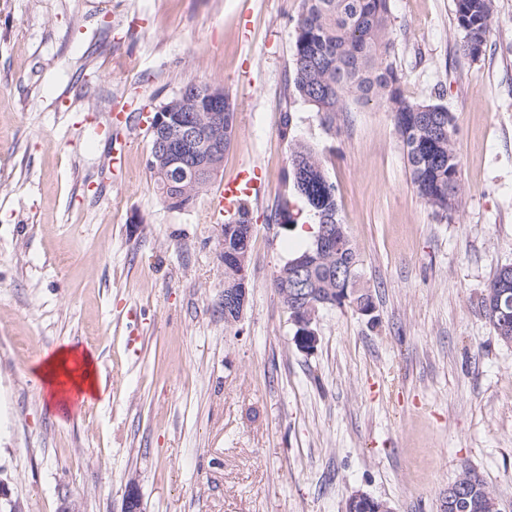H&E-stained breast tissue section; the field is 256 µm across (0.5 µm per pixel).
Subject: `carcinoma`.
<instances>
[{"label": "carcinoma", "instance_id": "obj_1", "mask_svg": "<svg viewBox=\"0 0 512 512\" xmlns=\"http://www.w3.org/2000/svg\"><path fill=\"white\" fill-rule=\"evenodd\" d=\"M455 19L463 32L460 50L476 59L482 54L494 22V0H454ZM391 0H303L294 27L292 65L287 79L291 94L311 107L329 132H338L347 113L356 106L375 104L392 115L403 146L410 182L417 196L439 222L452 218L461 194L460 157L456 149V121L448 107L434 100H414L404 95L403 73L391 60L393 41L389 22ZM210 83H190L194 111L184 109L174 97L156 107L162 113L169 135L176 136L189 118L200 133L216 135L229 149L236 127V112L224 94L218 105L206 95ZM222 112L218 129L209 113ZM293 117L284 113L281 135L289 140L288 194L274 211L271 221L291 231L302 218L316 225L314 235L324 234L325 243L311 240L295 250L274 280L285 306H290L287 289L342 288L347 294L326 306L349 305L357 311L372 307L371 295L360 289L358 258L346 225L338 214L336 185L326 174L317 149L293 135ZM169 159L161 156L148 166L161 199L180 198L187 207L211 182L218 166H210L195 178L168 185ZM301 199L306 209H294L292 199ZM224 254H244L250 246L252 223L248 210L228 217L221 225ZM244 280L240 267L224 262V287L240 288ZM512 290V270L497 269L481 302L483 316L494 334L512 336V293L494 305L502 284ZM488 487L482 480L469 489L470 512H484Z\"/></svg>", "mask_w": 512, "mask_h": 512}]
</instances>
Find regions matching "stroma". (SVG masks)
I'll return each mask as SVG.
<instances>
[{
    "label": "stroma",
    "instance_id": "35a3bbf8",
    "mask_svg": "<svg viewBox=\"0 0 512 512\" xmlns=\"http://www.w3.org/2000/svg\"><path fill=\"white\" fill-rule=\"evenodd\" d=\"M392 59L456 116L459 208L415 194L389 112L339 133L287 96L302 0H0V481L23 512H345L362 492L439 512L464 469L512 512V344L479 308L512 264V0L483 53L453 0H391ZM228 91L222 176L258 167L248 304L224 319L216 184L171 209L137 117L187 83ZM290 111L336 185L373 311L320 309L306 351L273 278ZM114 112L126 164L113 170ZM141 318L129 326L127 314ZM90 347L107 400L49 407L39 353Z\"/></svg>",
    "mask_w": 512,
    "mask_h": 512
}]
</instances>
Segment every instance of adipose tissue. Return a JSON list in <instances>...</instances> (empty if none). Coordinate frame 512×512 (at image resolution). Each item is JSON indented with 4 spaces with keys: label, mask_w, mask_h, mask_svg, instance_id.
<instances>
[{
    "label": "adipose tissue",
    "mask_w": 512,
    "mask_h": 512,
    "mask_svg": "<svg viewBox=\"0 0 512 512\" xmlns=\"http://www.w3.org/2000/svg\"><path fill=\"white\" fill-rule=\"evenodd\" d=\"M37 372L51 406L62 412H70L73 399L86 404L99 395L92 353L75 347L59 348L47 356Z\"/></svg>",
    "instance_id": "obj_1"
}]
</instances>
